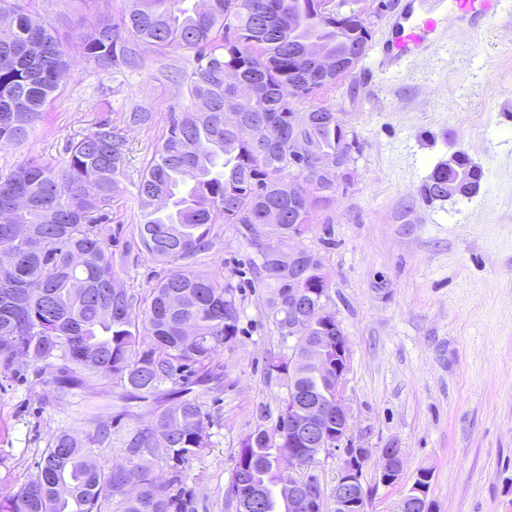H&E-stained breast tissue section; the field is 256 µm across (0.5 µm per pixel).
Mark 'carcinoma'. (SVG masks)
<instances>
[{"instance_id": "carcinoma-1", "label": "carcinoma", "mask_w": 512, "mask_h": 512, "mask_svg": "<svg viewBox=\"0 0 512 512\" xmlns=\"http://www.w3.org/2000/svg\"><path fill=\"white\" fill-rule=\"evenodd\" d=\"M318 0H128L110 20L96 23L98 34L81 50L101 72L137 67L138 46L163 52L194 51L192 70L173 67L187 81L190 108L170 119L161 143L136 184L139 202L136 237L124 256L144 252L163 266L148 294L117 288L112 252V219L103 206L120 190L126 141L108 120L67 150L60 166L29 157L0 178V369L12 371L16 356L57 367L59 394L83 389L88 376L122 387L123 401L160 395L187 369L213 359L235 342L240 311L218 273L196 266L214 246L213 228L240 224L251 231L278 213L276 240L258 243L251 269L269 289V319L280 339L288 335V241L303 236L311 213L339 188L334 177L314 170L313 157L346 156L356 148L336 128V112L307 107L315 94L356 69L371 38L365 23L348 16L343 24L317 13ZM12 25L0 28V145L27 141L46 120L47 105L70 68L56 29L34 16L20 0H0V14ZM37 40L38 52L26 50ZM314 40L329 56L354 60L338 74L319 70L303 43ZM252 92L235 95V83ZM20 96L28 111L6 123L10 101ZM273 126L275 146L258 149L250 123ZM311 150L302 166L288 169V137ZM468 154L454 169L440 162L420 189L426 202L452 182L468 197L477 172ZM24 224L26 237L5 229ZM297 287L321 295L329 281L322 262L298 271ZM317 336L336 334V317L310 309ZM267 374L285 387L313 391L323 402L335 388L315 374L292 375L282 355L270 358ZM167 406L151 425L126 443V464L109 470L76 436L60 432L48 442L38 473L15 495L0 500V512H187L190 493L170 494L154 481L144 458L159 451L183 465L208 445L201 405L188 396L187 383L165 394ZM282 453L267 430L258 428L241 442L231 481L233 497L262 487L259 512L281 509L273 486L283 480Z\"/></svg>"}]
</instances>
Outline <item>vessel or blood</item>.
Listing matches in <instances>:
<instances>
[{"label": "vessel or blood", "mask_w": 512, "mask_h": 512, "mask_svg": "<svg viewBox=\"0 0 512 512\" xmlns=\"http://www.w3.org/2000/svg\"><path fill=\"white\" fill-rule=\"evenodd\" d=\"M501 0H450L447 12H440L432 0H421L417 9L407 10L394 20L395 37L383 44L381 65L387 66L422 56L441 43L445 26H459L480 32L497 14Z\"/></svg>", "instance_id": "b4317fda"}]
</instances>
